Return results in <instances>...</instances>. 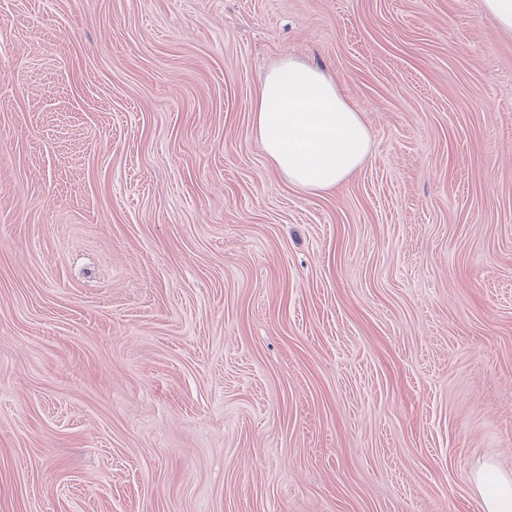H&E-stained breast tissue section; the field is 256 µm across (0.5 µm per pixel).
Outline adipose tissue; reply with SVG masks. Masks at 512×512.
I'll return each instance as SVG.
<instances>
[{"label": "adipose tissue", "mask_w": 512, "mask_h": 512, "mask_svg": "<svg viewBox=\"0 0 512 512\" xmlns=\"http://www.w3.org/2000/svg\"><path fill=\"white\" fill-rule=\"evenodd\" d=\"M252 128L275 169L308 191L338 186L367 155L365 123L319 68L288 57L262 79ZM482 512H512V477L486 468L476 477Z\"/></svg>", "instance_id": "ef3b65f1"}]
</instances>
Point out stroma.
<instances>
[{"mask_svg": "<svg viewBox=\"0 0 512 512\" xmlns=\"http://www.w3.org/2000/svg\"><path fill=\"white\" fill-rule=\"evenodd\" d=\"M362 166L251 127L282 58ZM512 476V32L482 0H0V512H482ZM251 121L270 163L300 189L336 188L367 155L359 112L322 70L291 57L262 79ZM492 483L495 489L485 491V485ZM476 484L481 495L483 512L512 511V479L510 476L497 472L493 467H487L476 477Z\"/></svg>", "mask_w": 512, "mask_h": 512, "instance_id": "1", "label": "stroma"}]
</instances>
